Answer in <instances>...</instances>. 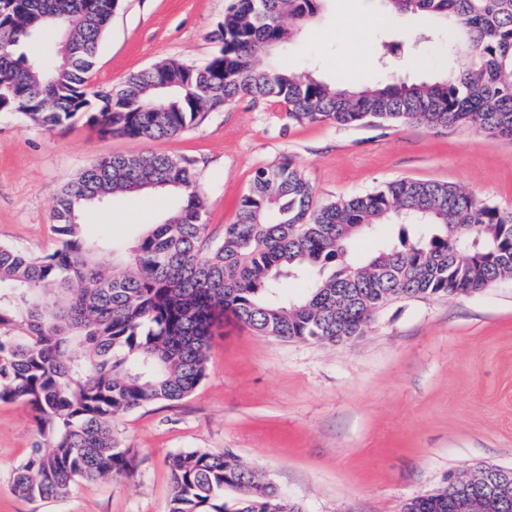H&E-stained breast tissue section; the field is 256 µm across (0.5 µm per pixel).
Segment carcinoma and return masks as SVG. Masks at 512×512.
Listing matches in <instances>:
<instances>
[{
    "mask_svg": "<svg viewBox=\"0 0 512 512\" xmlns=\"http://www.w3.org/2000/svg\"><path fill=\"white\" fill-rule=\"evenodd\" d=\"M328 0H232L213 33L217 53L201 66L169 60L131 74L113 91L93 87L99 45L122 0H0V110L49 128L81 117L105 135L159 139L191 127L207 105L247 95L274 99L299 121L354 125L416 122L430 129L472 127L512 140V0H386L392 11L451 27L464 59L443 80L333 85L286 67L261 68L313 21ZM74 49L53 63V36ZM42 37L41 51H21ZM168 190L177 209L125 256L81 221L85 207L117 193ZM380 224L400 227L395 243L370 254L358 238ZM60 247L43 257L0 245V401L34 412L39 442L15 469L12 492L28 501L66 498L79 480L135 470L112 432L115 416L188 397L205 373L213 327L224 313L277 339L336 344L365 335L398 299L469 295L512 278V208L477 200L447 183L401 179L372 192L319 203L289 162L258 169L237 220L203 248L206 229L195 170L165 154L107 155L58 194ZM310 279L297 297L288 279ZM169 512H302L229 451L170 455ZM488 465L453 493L406 501L402 512H512V479ZM236 496L226 499L224 492Z\"/></svg>",
    "mask_w": 512,
    "mask_h": 512,
    "instance_id": "obj_1",
    "label": "carcinoma"
}]
</instances>
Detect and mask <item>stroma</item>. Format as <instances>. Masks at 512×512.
<instances>
[{"label": "stroma", "mask_w": 512, "mask_h": 512, "mask_svg": "<svg viewBox=\"0 0 512 512\" xmlns=\"http://www.w3.org/2000/svg\"><path fill=\"white\" fill-rule=\"evenodd\" d=\"M227 6L124 0L101 41L94 83L116 88L168 60L205 64L218 50L211 35ZM420 26L416 16L386 15L382 0H329L287 51L256 63L313 71L330 83L341 72L368 82L388 72L444 77L448 35L424 42ZM383 36L412 51L409 65L376 62ZM138 153L193 160L210 244L236 221L255 171L288 160L322 203L415 179L512 207V140L491 142L468 127L309 123L283 103L247 96L156 140L104 136L82 118L51 130L0 112V244L53 252L60 189L103 156ZM176 204L162 190L117 195L86 208L83 221L128 250ZM112 428L136 455L133 476L78 482L61 501H27L11 484L38 439L36 422L25 402L0 401V512H168L166 459L193 448L232 452L304 512H400L451 474L512 467V279L471 295L392 301L362 338L335 345L262 336L225 317L188 398L122 414Z\"/></svg>", "instance_id": "35a3bbf8"}]
</instances>
